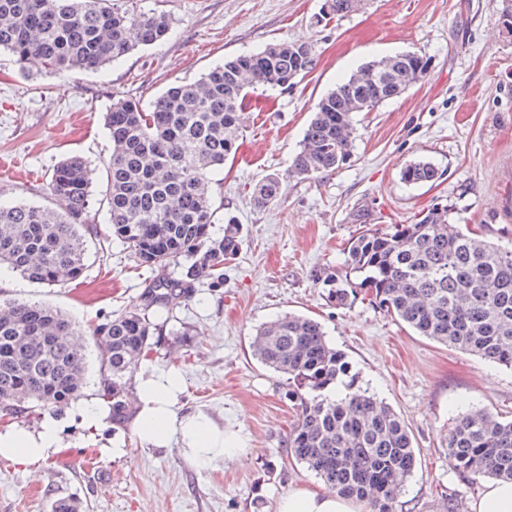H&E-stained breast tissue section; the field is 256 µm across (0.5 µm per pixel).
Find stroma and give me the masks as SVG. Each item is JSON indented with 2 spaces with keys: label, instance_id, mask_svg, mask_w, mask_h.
<instances>
[{
  "label": "stroma",
  "instance_id": "1",
  "mask_svg": "<svg viewBox=\"0 0 512 512\" xmlns=\"http://www.w3.org/2000/svg\"><path fill=\"white\" fill-rule=\"evenodd\" d=\"M326 0H136L163 12L173 33L98 72L44 71L0 54V158H19L21 175L0 174V202L45 208L46 184L65 156H81L91 172V220L107 221L101 203L111 144L104 114L117 95L150 101L175 81L192 82L224 60L275 41L309 44L315 66L285 90L252 89L242 105L240 147L213 174L225 215L242 226L240 251L224 267V285L197 282L192 296L156 315L157 330L140 367L173 370L184 381L176 412H202L238 431L244 452L201 469L177 448L143 449L133 426L95 431L70 411L59 413L70 454L36 475L0 459V512H51L60 496L79 512H275L296 488L324 483L292 460L288 433L296 411L285 376L250 352L257 329L296 313L318 320L344 353L359 387L404 420L417 467L395 512H470L482 480L448 463L452 422L472 407L512 419V369L417 335L357 295L340 308L321 277L344 271L350 243L366 228L411 224L434 204L451 205L450 220L494 243L512 242V36L501 25L512 0H358L342 17L323 19ZM404 51L430 59L426 75L400 96L358 115L353 156L337 169L289 175L319 100L361 65ZM425 158L440 178L405 184L400 173ZM278 173L288 182L266 207L252 190ZM0 297L39 301L79 326L86 354L81 400L100 401L101 345L93 326L143 306L151 268L124 245L108 254L90 248L82 278L66 286L34 284L6 265ZM116 443L124 454L100 455Z\"/></svg>",
  "mask_w": 512,
  "mask_h": 512
}]
</instances>
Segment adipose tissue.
Instances as JSON below:
<instances>
[{
  "label": "adipose tissue",
  "instance_id": "ef3b65f1",
  "mask_svg": "<svg viewBox=\"0 0 512 512\" xmlns=\"http://www.w3.org/2000/svg\"><path fill=\"white\" fill-rule=\"evenodd\" d=\"M183 389L180 374L158 376L142 370L137 387L136 435L150 448L177 446L181 456L208 467L237 455L239 441L219 430L203 413L178 414L174 406ZM62 449L60 424L45 417L37 430L0 431V458L31 471ZM277 512H368L364 503L332 490L298 488L284 495Z\"/></svg>",
  "mask_w": 512,
  "mask_h": 512
}]
</instances>
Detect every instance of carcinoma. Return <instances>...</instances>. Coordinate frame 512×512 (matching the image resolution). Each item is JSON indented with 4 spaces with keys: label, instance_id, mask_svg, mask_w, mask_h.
I'll return each mask as SVG.
<instances>
[{
    "label": "carcinoma",
    "instance_id": "1",
    "mask_svg": "<svg viewBox=\"0 0 512 512\" xmlns=\"http://www.w3.org/2000/svg\"><path fill=\"white\" fill-rule=\"evenodd\" d=\"M172 29L169 16L135 10L128 0H0V51L18 62L36 58L48 71L97 72L140 46L164 41ZM313 65L311 46L278 41L226 60L195 82L171 85L147 105L128 96L114 99L104 119L111 154L103 226L90 223V182L79 156L60 161L46 184L60 209L57 217L34 204H0V264L33 283L77 281L90 238L102 251L117 240L157 271L144 291L145 311L92 329L94 338L108 343L100 384L112 400L113 425L130 418L128 380L156 330L149 311L174 309L201 276L222 285L224 264L239 251L234 219L225 221L222 234L213 231L223 206L211 175L237 152L239 111L249 89L286 90ZM428 67L422 55L388 56L339 83L318 102L290 174L312 176L351 159L357 113L398 96L393 85L373 84L371 71L387 68L399 82L424 76ZM359 95L368 103H357ZM401 177L421 184L440 174L432 162L419 160ZM284 183L277 174L266 177L255 189V203L274 202ZM449 213V206L436 204L414 224L364 231L348 248L344 273H330L322 283L340 307L368 289L376 307L419 335L512 369V243L465 232L449 223ZM182 257L180 275L167 274ZM76 335L75 324L50 306L0 301L1 421L77 397L85 357ZM252 352L288 376V400L298 411L288 437L291 457L370 512H394L416 466L412 436L391 407L356 385L322 325L285 314L257 330ZM448 464L471 480L512 481V420L474 407L459 415L448 436Z\"/></svg>",
    "mask_w": 512,
    "mask_h": 512
}]
</instances>
